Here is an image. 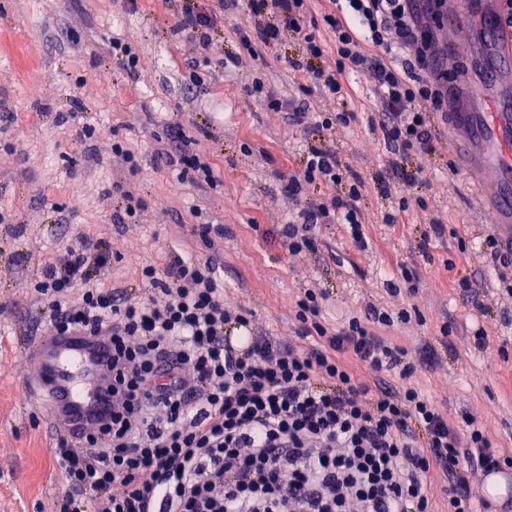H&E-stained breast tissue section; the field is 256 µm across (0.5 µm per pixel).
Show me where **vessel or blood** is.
I'll list each match as a JSON object with an SVG mask.
<instances>
[{
    "label": "vessel or blood",
    "instance_id": "obj_1",
    "mask_svg": "<svg viewBox=\"0 0 512 512\" xmlns=\"http://www.w3.org/2000/svg\"><path fill=\"white\" fill-rule=\"evenodd\" d=\"M501 86L479 89L481 110L458 116L467 133L464 166L478 169L480 202L490 203L502 227L501 242L512 249V96L503 81L512 74V49L496 42L488 62ZM33 370L25 396L55 429L77 436L98 429L112 417V342L104 336L42 337L27 353Z\"/></svg>",
    "mask_w": 512,
    "mask_h": 512
}]
</instances>
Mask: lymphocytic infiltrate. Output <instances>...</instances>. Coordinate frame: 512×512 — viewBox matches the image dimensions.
Instances as JSON below:
<instances>
[{"mask_svg": "<svg viewBox=\"0 0 512 512\" xmlns=\"http://www.w3.org/2000/svg\"><path fill=\"white\" fill-rule=\"evenodd\" d=\"M248 0L260 17L276 14L302 49L289 67L304 76L299 95L277 98L262 75L252 96L310 120L299 97L343 101L348 72L365 74L381 109L371 127L393 155L428 151L434 117L462 71L445 64L437 0ZM218 22L206 0H184L179 30L210 65ZM155 154L181 181L216 188L213 167L181 127ZM342 187L304 205L305 185ZM363 182L334 151L311 147L288 178L293 219L281 236L290 254L314 244L320 224H341L352 244L369 247L358 208ZM104 241L70 245L45 264L37 290L51 331L106 334L112 340V418L81 446L59 438L54 457L65 481L56 512H433L428 486L448 482V512H475L487 493L470 488L475 471L502 472L501 455L473 415L451 421L417 388L394 390L386 377H411L431 351L411 362L388 329L409 324L407 308L367 306L363 316L326 321L325 295L305 289L297 302L308 346L252 331L246 347L226 328H250L252 315L224 300L208 259L174 256L142 274L154 296L101 288L92 273L110 262ZM333 381L321 389L318 378Z\"/></svg>", "mask_w": 512, "mask_h": 512, "instance_id": "lymphocytic-infiltrate-1", "label": "lymphocytic infiltrate"}]
</instances>
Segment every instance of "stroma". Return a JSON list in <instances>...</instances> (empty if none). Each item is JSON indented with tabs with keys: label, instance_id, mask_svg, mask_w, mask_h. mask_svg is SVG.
Here are the masks:
<instances>
[{
	"label": "stroma",
	"instance_id": "1",
	"mask_svg": "<svg viewBox=\"0 0 512 512\" xmlns=\"http://www.w3.org/2000/svg\"><path fill=\"white\" fill-rule=\"evenodd\" d=\"M183 0H0V512H55L65 483L53 457L58 435L28 405L23 390L33 372L28 348L48 333L44 303L34 290L44 261L80 240L106 241L112 265L98 285L146 298L153 290L141 269L171 254L212 257L226 302L251 311L267 335L296 340V301L305 289L329 297L328 318L363 315L367 305L415 309L410 324L390 329L391 342L407 349L427 345L437 364L408 380L450 417L481 418L494 448L512 456V323L501 317L503 299L485 240L492 213L473 206L460 169L451 125L436 121L434 150L403 159L420 170L413 185L394 178L392 155L368 124L379 104L367 78L350 75L362 89L355 121L321 133L290 124L250 93L263 71L276 94L294 79L286 61L301 47L283 35L271 47L263 31L277 24L253 17L247 0L225 11L214 37V65L192 85L183 61L191 46L177 28ZM249 31L258 52L250 57L236 28ZM484 26L449 30L466 71L451 95L458 107L476 109L477 61L492 53ZM131 42L137 63L124 68L107 47ZM181 124L211 159L220 181L201 189L178 183L171 167L156 163L159 137ZM95 129L81 140L83 127ZM122 142L141 170L130 176L113 158ZM324 144L364 182L358 207L370 240L358 251L339 224L315 230L313 250L291 255L279 240L289 220L288 176L301 169L310 146ZM134 180L144 209L135 223H118L117 183ZM422 198L426 211L404 224L382 218L401 198ZM201 209L195 217L193 209ZM444 222L435 235L432 221ZM224 233L205 246L198 223ZM421 277L418 289L391 297L387 280L402 267ZM476 285L464 296L454 281ZM484 339H476V328Z\"/></svg>",
	"mask_w": 512,
	"mask_h": 512
}]
</instances>
